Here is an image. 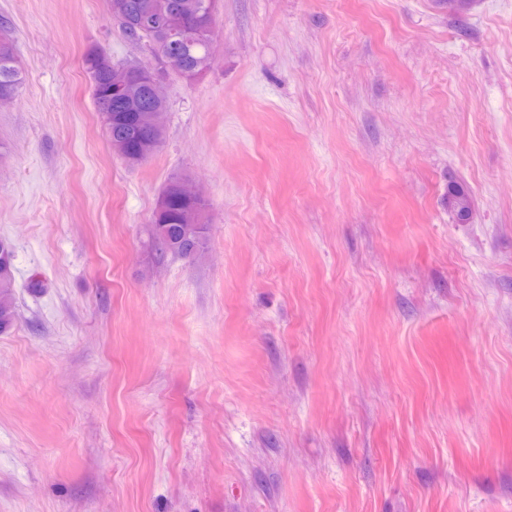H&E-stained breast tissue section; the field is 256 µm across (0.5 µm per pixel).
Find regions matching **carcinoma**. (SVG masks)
<instances>
[{"instance_id": "1", "label": "carcinoma", "mask_w": 512, "mask_h": 512, "mask_svg": "<svg viewBox=\"0 0 512 512\" xmlns=\"http://www.w3.org/2000/svg\"><path fill=\"white\" fill-rule=\"evenodd\" d=\"M129 27L123 29L133 42L156 43V35L140 28L141 16L154 0H123ZM182 5V28L172 40L181 44L192 72L205 68L207 45L198 34L201 26L212 27L216 0H175ZM89 76L93 100L113 152L128 166L147 161L160 147L163 134H152L144 126L148 113L159 103L144 89L112 92V69L103 65L99 51L91 48L83 58ZM23 83L13 40L0 37V93L14 95ZM448 208L455 219L464 223L470 216V195L461 185L448 186ZM207 210V204L188 202L167 185L158 197L151 224L152 240L164 252L188 260L200 258L207 245L209 225L192 222V215ZM14 252L11 244L0 251V334L8 332L16 319L14 288Z\"/></svg>"}]
</instances>
